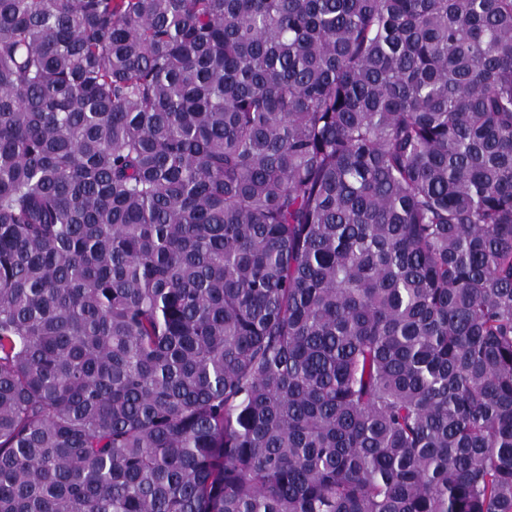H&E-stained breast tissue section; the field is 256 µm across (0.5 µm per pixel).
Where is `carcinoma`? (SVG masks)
<instances>
[{
    "label": "carcinoma",
    "instance_id": "cac0c4a2",
    "mask_svg": "<svg viewBox=\"0 0 512 512\" xmlns=\"http://www.w3.org/2000/svg\"><path fill=\"white\" fill-rule=\"evenodd\" d=\"M0 512H512V0H0Z\"/></svg>",
    "mask_w": 512,
    "mask_h": 512
}]
</instances>
